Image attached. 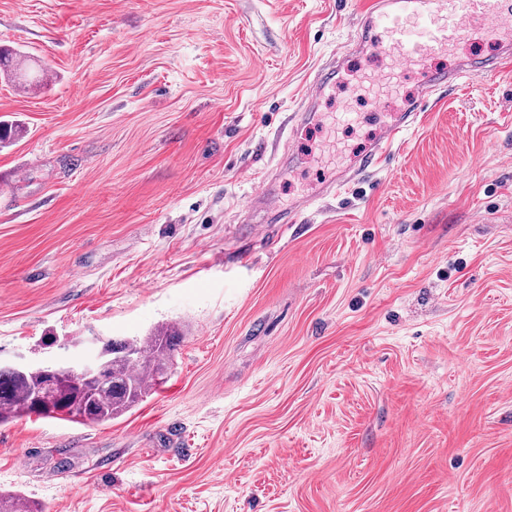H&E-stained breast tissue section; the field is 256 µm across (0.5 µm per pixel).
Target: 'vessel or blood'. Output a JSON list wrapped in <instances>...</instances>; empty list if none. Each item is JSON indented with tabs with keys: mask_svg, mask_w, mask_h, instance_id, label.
Listing matches in <instances>:
<instances>
[{
	"mask_svg": "<svg viewBox=\"0 0 512 512\" xmlns=\"http://www.w3.org/2000/svg\"><path fill=\"white\" fill-rule=\"evenodd\" d=\"M466 38L493 45L494 55L482 57L460 51ZM348 54L366 64L385 58L396 72L420 73L422 81L416 96L405 108L391 112L362 150L345 156L335 171L314 184L308 194L280 209L275 205L278 187L305 158L299 149L289 148L250 197L247 211L252 236L264 237L270 234L272 225L293 223L295 216L315 202L336 196L356 179L380 169L394 145L434 103L437 92L465 79L512 71V0H364ZM348 72V66L339 59L322 65L309 84L300 110L291 116L293 124L320 123L324 117L323 98L343 82Z\"/></svg>",
	"mask_w": 512,
	"mask_h": 512,
	"instance_id": "b4317fda",
	"label": "vessel or blood"
}]
</instances>
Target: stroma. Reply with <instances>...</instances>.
<instances>
[{"mask_svg": "<svg viewBox=\"0 0 512 512\" xmlns=\"http://www.w3.org/2000/svg\"><path fill=\"white\" fill-rule=\"evenodd\" d=\"M362 0H0V363L79 367L173 324L109 422L0 424L45 512H512V79L444 91L373 176L277 230L243 207L288 146L332 165L418 88L290 131Z\"/></svg>", "mask_w": 512, "mask_h": 512, "instance_id": "35a3bbf8", "label": "stroma"}]
</instances>
